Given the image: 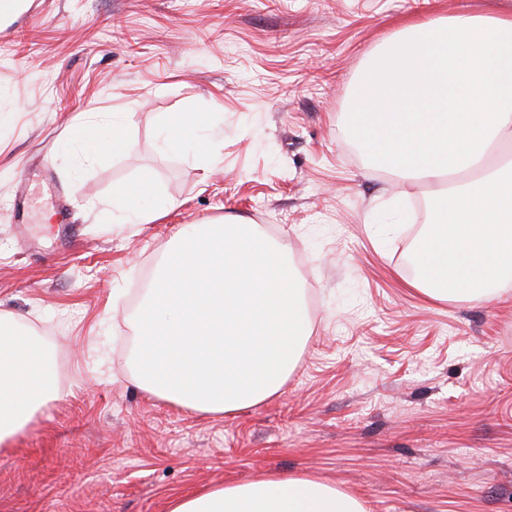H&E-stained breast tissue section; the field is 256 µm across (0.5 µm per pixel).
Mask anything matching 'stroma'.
<instances>
[{
    "label": "stroma",
    "instance_id": "35a3bbf8",
    "mask_svg": "<svg viewBox=\"0 0 512 512\" xmlns=\"http://www.w3.org/2000/svg\"><path fill=\"white\" fill-rule=\"evenodd\" d=\"M512 0H38L0 35V315L57 400L0 449V512H169L173 496L309 475L368 512H512V293L433 299L389 224L395 176L347 130L367 59L408 24ZM127 112L129 158L79 165L81 123ZM209 113L207 159L156 132ZM150 168L169 208L126 224ZM25 211L14 221L18 186ZM288 246L312 332L282 390L231 414L142 391L133 318L193 224Z\"/></svg>",
    "mask_w": 512,
    "mask_h": 512
}]
</instances>
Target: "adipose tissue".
I'll return each mask as SVG.
<instances>
[{
  "mask_svg": "<svg viewBox=\"0 0 512 512\" xmlns=\"http://www.w3.org/2000/svg\"><path fill=\"white\" fill-rule=\"evenodd\" d=\"M128 119V113L116 112L108 130L83 126L75 139L83 159L129 155L133 145L123 132ZM157 137L167 154H201L213 147L205 112L175 113L160 124ZM113 199L130 224L149 223L166 208L148 169L134 184L115 187ZM56 397L49 358L33 344L18 340L0 317V446L8 445L35 412ZM170 512H365V507L358 496L320 480L268 474L246 484L207 487L190 498H173Z\"/></svg>",
  "mask_w": 512,
  "mask_h": 512,
  "instance_id": "obj_1",
  "label": "adipose tissue"
}]
</instances>
